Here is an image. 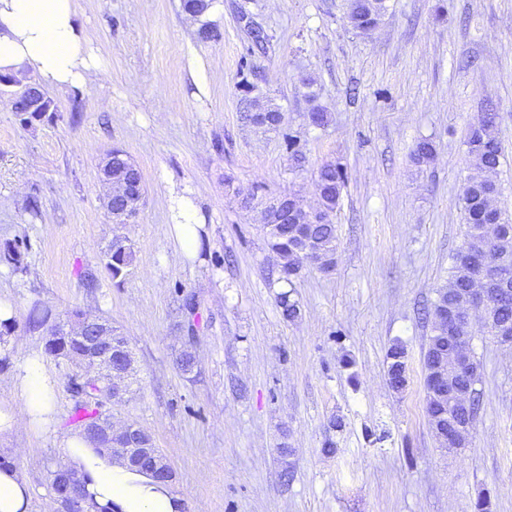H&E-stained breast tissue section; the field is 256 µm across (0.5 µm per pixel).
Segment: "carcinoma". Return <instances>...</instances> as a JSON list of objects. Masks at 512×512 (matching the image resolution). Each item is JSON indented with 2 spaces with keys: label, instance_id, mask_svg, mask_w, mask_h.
Here are the masks:
<instances>
[{
  "label": "carcinoma",
  "instance_id": "carcinoma-1",
  "mask_svg": "<svg viewBox=\"0 0 512 512\" xmlns=\"http://www.w3.org/2000/svg\"><path fill=\"white\" fill-rule=\"evenodd\" d=\"M385 0H349L348 18L352 28L363 35L371 34L380 24L385 14ZM497 113L483 112L470 125L467 136L468 155L475 173L470 175L461 196V207L467 225L465 241H479L492 253V256L505 267L508 276L491 280L487 288L485 328L491 335H497L500 328H512V217L491 206L492 193L497 190L496 183L488 177L495 172L501 163L502 148L495 135ZM261 128L281 133L286 150L293 157L300 156L297 139L280 126L281 114L278 108L270 107L252 120ZM436 148L433 141L422 138L418 140L412 151L415 165H428L435 156ZM347 177L343 167L336 164L321 166L315 174V187L326 190L319 196L320 215L332 216L339 205ZM294 231L288 235L279 232V225L264 224L262 229L267 237L271 251L284 260L280 269V278L287 280L297 274L303 262L307 260L305 248L307 242L314 240L321 247V256L331 259L336 250V225L333 220L314 224H295ZM136 251L129 240L122 238L109 242L105 251V268L112 279L122 280L129 275L134 266ZM0 263L17 272L26 271L24 252L19 243L0 249ZM473 269L462 261L459 255L452 257L448 284L439 288L431 308L426 312L430 319V335L427 336L424 352V368L426 384L440 373L443 360H448V384L428 393L427 408L432 428L445 433L451 432L464 419L474 420L479 399L475 384L476 372L465 375L455 369L453 358L461 345H466L471 336L468 324H461L459 336L462 342L448 339L447 325L443 312L448 309L468 307L471 288L475 287ZM51 317L48 309L35 304L27 314L28 325L41 327ZM86 317L79 310H73L65 322L55 325V333L45 343V351L66 363L80 360L84 353L81 329ZM404 347L395 344L388 352V378L390 385L399 389L406 379ZM90 390L84 400L74 401V418L76 427L84 430L89 422L95 421L104 426L111 425L108 410L100 396L93 392L103 389L106 384L95 383L87 378ZM471 395V408L465 409L457 402L460 394Z\"/></svg>",
  "mask_w": 512,
  "mask_h": 512
}]
</instances>
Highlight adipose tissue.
I'll return each mask as SVG.
<instances>
[{"label": "adipose tissue", "mask_w": 512, "mask_h": 512, "mask_svg": "<svg viewBox=\"0 0 512 512\" xmlns=\"http://www.w3.org/2000/svg\"><path fill=\"white\" fill-rule=\"evenodd\" d=\"M27 69L54 87L80 84L95 74L75 0H0V73ZM14 391L31 419L52 412L55 383L39 359L17 367ZM65 453L86 493L108 512H183L182 497L169 485L97 454L80 434L66 440Z\"/></svg>", "instance_id": "adipose-tissue-1"}]
</instances>
